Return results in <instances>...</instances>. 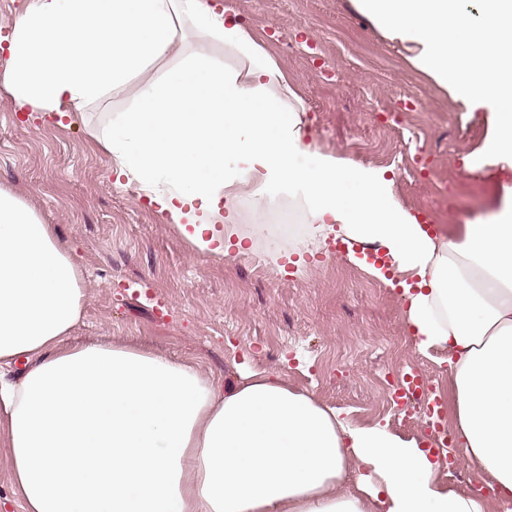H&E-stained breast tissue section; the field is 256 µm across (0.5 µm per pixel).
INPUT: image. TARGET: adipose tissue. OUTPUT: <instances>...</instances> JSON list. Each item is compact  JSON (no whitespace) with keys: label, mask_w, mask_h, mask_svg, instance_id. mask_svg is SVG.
<instances>
[{"label":"adipose tissue","mask_w":512,"mask_h":512,"mask_svg":"<svg viewBox=\"0 0 512 512\" xmlns=\"http://www.w3.org/2000/svg\"><path fill=\"white\" fill-rule=\"evenodd\" d=\"M354 2L421 73L489 110L468 171L512 168V0ZM7 50L0 76L22 109L79 114L134 92L105 147L199 250L230 237L244 250L236 202L264 205L283 183L302 189L313 239L384 249L414 347L447 355L457 445L512 505V187L488 220L429 231L383 170L318 151L276 58L209 0H29ZM84 298L52 225L0 189V450L23 512H485L437 482L418 440L352 426L280 374L225 384L140 347L71 341Z\"/></svg>","instance_id":"adipose-tissue-1"}]
</instances>
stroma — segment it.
I'll list each match as a JSON object with an SVG mask.
<instances>
[{
  "instance_id": "obj_1",
  "label": "stroma",
  "mask_w": 512,
  "mask_h": 512,
  "mask_svg": "<svg viewBox=\"0 0 512 512\" xmlns=\"http://www.w3.org/2000/svg\"><path fill=\"white\" fill-rule=\"evenodd\" d=\"M220 2L279 59L320 152L392 172L399 202L426 223L489 217L506 178L491 165L471 173L463 164L487 137V109L454 101L420 74L352 0ZM133 104L126 92L63 118L17 108L0 82V188L53 225L82 273L73 336L136 341L220 379L248 369L281 373L352 425L378 422L422 440L441 459V481L485 496L486 512H503L489 475L463 462L455 445L444 355L415 350L395 292L347 262L338 240L290 264L309 237L279 234L274 211H305L286 191L262 215L239 200L249 254L197 252L118 177L101 143ZM410 377L426 396L393 414L390 403Z\"/></svg>"
}]
</instances>
